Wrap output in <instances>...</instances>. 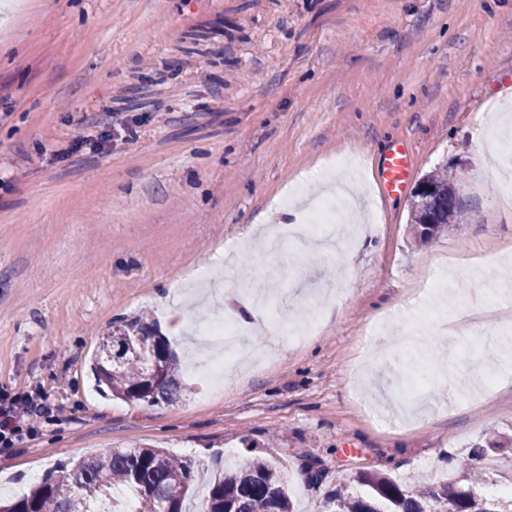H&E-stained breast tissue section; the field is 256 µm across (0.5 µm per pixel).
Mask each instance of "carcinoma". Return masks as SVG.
Returning a JSON list of instances; mask_svg holds the SVG:
<instances>
[{"label":"carcinoma","instance_id":"carcinoma-1","mask_svg":"<svg viewBox=\"0 0 512 512\" xmlns=\"http://www.w3.org/2000/svg\"><path fill=\"white\" fill-rule=\"evenodd\" d=\"M457 177L436 170L423 182L433 188L431 206L413 202L411 224L421 242L450 224H461L455 194ZM93 372L99 386L126 402L170 404L181 394L176 354L165 337L153 330L147 317L119 319L97 347ZM512 435L496 432L473 444L469 466L450 471L444 479L420 477L412 487L391 476L362 470L352 492L340 483L329 498V512H512V494L486 493L481 462L490 454L505 462L498 484L512 485ZM195 480V462L175 458L162 448L140 445L112 448L81 458L60 474H46L29 493L0 504V512H126L115 497L129 490L133 512H160L164 495L179 492L168 512H186L184 501ZM198 512H294L286 471L272 457L251 455L224 463L211 479Z\"/></svg>","mask_w":512,"mask_h":512}]
</instances>
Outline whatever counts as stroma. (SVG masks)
Listing matches in <instances>:
<instances>
[{"label":"stroma","mask_w":512,"mask_h":512,"mask_svg":"<svg viewBox=\"0 0 512 512\" xmlns=\"http://www.w3.org/2000/svg\"><path fill=\"white\" fill-rule=\"evenodd\" d=\"M512 0H0V389L39 390L55 415L0 452L4 498L112 448L154 445L215 470L246 448L288 468L297 512H326L359 469L400 480L462 468L489 431L512 429V355L481 395L473 376L512 297L449 306L424 326L426 361L453 356L459 392L427 384L429 407L391 419L380 330L406 332L449 264L512 288V197L497 163L512 137ZM136 143L101 142L112 127ZM412 150L408 193L385 196L377 164ZM456 170L466 215L428 242L412 192ZM353 197L356 256L272 246L308 197ZM269 295L266 323L240 338L221 385L183 370L176 403H128L90 370L113 321L146 315L182 361L202 360L199 326L239 289ZM318 317L304 339L284 335ZM318 461L322 481L302 474Z\"/></svg>","instance_id":"1"}]
</instances>
